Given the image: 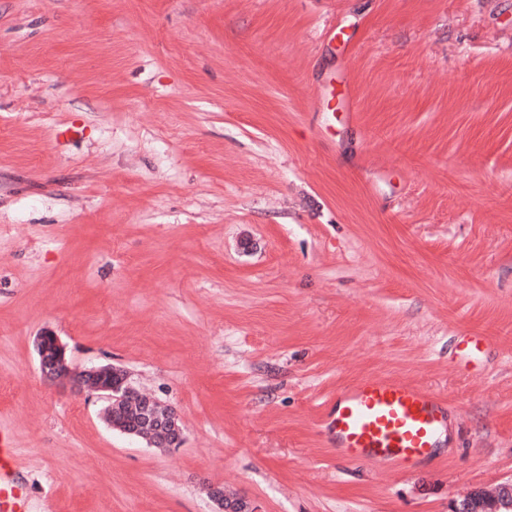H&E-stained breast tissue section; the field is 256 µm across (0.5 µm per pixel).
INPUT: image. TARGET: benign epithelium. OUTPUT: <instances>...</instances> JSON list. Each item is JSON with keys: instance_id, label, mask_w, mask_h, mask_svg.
Wrapping results in <instances>:
<instances>
[{"instance_id": "1", "label": "benign epithelium", "mask_w": 512, "mask_h": 512, "mask_svg": "<svg viewBox=\"0 0 512 512\" xmlns=\"http://www.w3.org/2000/svg\"><path fill=\"white\" fill-rule=\"evenodd\" d=\"M39 370L47 379L70 374L66 350L58 337L43 334L37 339ZM74 384L109 402L111 409L129 408L138 415L132 433L144 437L157 448H176L183 441L182 428L175 413L156 399L138 392L128 382L126 373L112 365L91 367L73 378ZM210 495L222 512H255L245 502L229 503L224 490L210 488ZM455 512H512V483L494 491H485L464 498Z\"/></svg>"}]
</instances>
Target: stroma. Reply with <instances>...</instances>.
<instances>
[{
  "label": "stroma",
  "mask_w": 512,
  "mask_h": 512,
  "mask_svg": "<svg viewBox=\"0 0 512 512\" xmlns=\"http://www.w3.org/2000/svg\"><path fill=\"white\" fill-rule=\"evenodd\" d=\"M44 332L181 446L43 379ZM376 377L447 402L441 451L337 450V392ZM0 433L30 512L512 482V0H0ZM79 389H86L92 395L109 402L112 417L118 420H132L133 416L123 410H133L138 415V425L132 431L123 426H113L122 432L144 437L157 448H176L183 441V433L175 413L163 407L156 399L138 392L128 382L126 373L112 365L91 367L73 378Z\"/></svg>",
  "instance_id": "obj_1"
}]
</instances>
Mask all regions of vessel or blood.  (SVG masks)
Masks as SVG:
<instances>
[{
    "mask_svg": "<svg viewBox=\"0 0 512 512\" xmlns=\"http://www.w3.org/2000/svg\"><path fill=\"white\" fill-rule=\"evenodd\" d=\"M448 423V409L434 393L390 378H368L336 395L330 427L347 456L406 465L429 458ZM15 452L0 435V512H27L13 486Z\"/></svg>",
    "mask_w": 512,
    "mask_h": 512,
    "instance_id": "vessel-or-blood-1",
    "label": "vessel or blood"
}]
</instances>
